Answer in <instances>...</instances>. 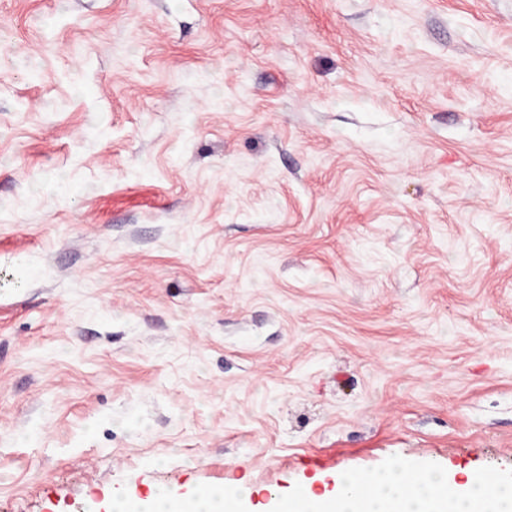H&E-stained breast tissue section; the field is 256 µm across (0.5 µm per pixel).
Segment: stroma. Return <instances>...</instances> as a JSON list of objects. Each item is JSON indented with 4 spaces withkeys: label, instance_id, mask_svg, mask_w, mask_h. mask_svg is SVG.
Instances as JSON below:
<instances>
[{
    "label": "stroma",
    "instance_id": "35a3bbf8",
    "mask_svg": "<svg viewBox=\"0 0 512 512\" xmlns=\"http://www.w3.org/2000/svg\"><path fill=\"white\" fill-rule=\"evenodd\" d=\"M512 482V0H0V512Z\"/></svg>",
    "mask_w": 512,
    "mask_h": 512
}]
</instances>
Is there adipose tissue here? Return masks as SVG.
Masks as SVG:
<instances>
[{
  "mask_svg": "<svg viewBox=\"0 0 512 512\" xmlns=\"http://www.w3.org/2000/svg\"><path fill=\"white\" fill-rule=\"evenodd\" d=\"M240 503L234 494L205 493L165 500L153 512H238ZM279 512H512V484L486 475L459 486L445 475L424 476L396 463L374 477L344 475L324 499L298 494L281 502Z\"/></svg>",
  "mask_w": 512,
  "mask_h": 512,
  "instance_id": "adipose-tissue-1",
  "label": "adipose tissue"
}]
</instances>
